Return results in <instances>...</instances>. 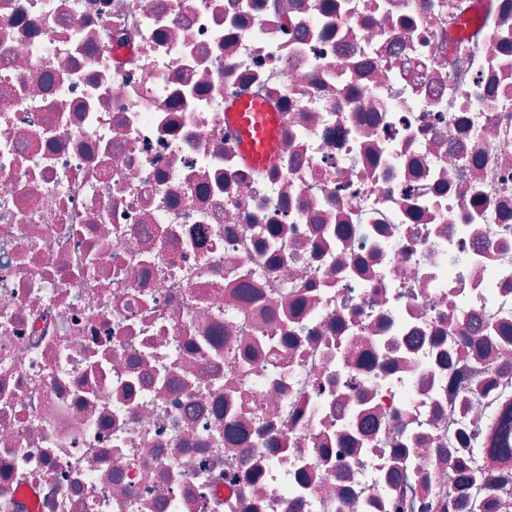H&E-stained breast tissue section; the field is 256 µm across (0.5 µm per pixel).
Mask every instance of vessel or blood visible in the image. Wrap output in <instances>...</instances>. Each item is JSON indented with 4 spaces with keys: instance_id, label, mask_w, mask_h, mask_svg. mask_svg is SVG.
Returning <instances> with one entry per match:
<instances>
[{
    "instance_id": "b4317fda",
    "label": "vessel or blood",
    "mask_w": 512,
    "mask_h": 512,
    "mask_svg": "<svg viewBox=\"0 0 512 512\" xmlns=\"http://www.w3.org/2000/svg\"><path fill=\"white\" fill-rule=\"evenodd\" d=\"M232 112L242 140L244 160L257 167L275 165L278 156L265 107L257 102L241 103L234 106Z\"/></svg>"
}]
</instances>
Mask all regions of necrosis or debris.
<instances>
[{"label":"necrosis or debris","mask_w":512,"mask_h":512,"mask_svg":"<svg viewBox=\"0 0 512 512\" xmlns=\"http://www.w3.org/2000/svg\"><path fill=\"white\" fill-rule=\"evenodd\" d=\"M507 421L512 0H0V512H512ZM232 112L242 140L244 160L257 167L275 165L278 156L266 108L258 102L241 103ZM484 478V472L481 468H471L468 466H462L457 470L454 482L448 485V500H450L455 492H451V486L457 487V489L467 488L471 486H477L481 484Z\"/></svg>","instance_id":"necrosis-or-debris-1"}]
</instances>
